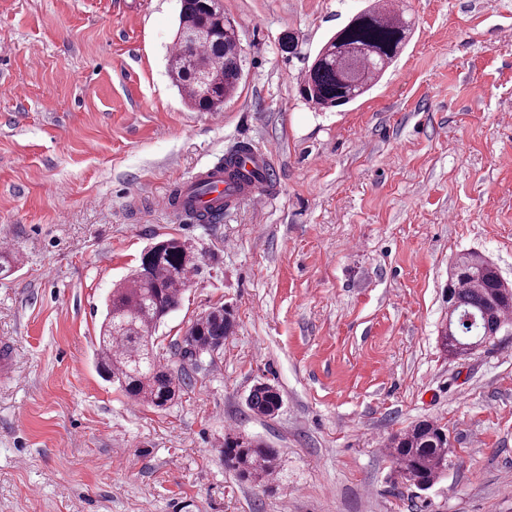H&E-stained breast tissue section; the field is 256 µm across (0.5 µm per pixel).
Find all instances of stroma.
<instances>
[{
  "label": "stroma",
  "mask_w": 512,
  "mask_h": 512,
  "mask_svg": "<svg viewBox=\"0 0 512 512\" xmlns=\"http://www.w3.org/2000/svg\"><path fill=\"white\" fill-rule=\"evenodd\" d=\"M368 4L224 0L242 77L217 116L168 72L180 0H0V512H512V335L462 358L439 340L458 254L512 283V0H404L397 61L319 109L301 76ZM245 146L274 173L262 207H154ZM171 237L202 260L153 337L187 377L156 409L96 351L114 284ZM218 306L234 332L187 372L177 346ZM260 382L274 417L246 405ZM422 419L454 449L427 490L386 449ZM235 432L275 449L264 486L226 464ZM246 405L253 413L271 417L281 408L282 396L273 385L258 383L250 390Z\"/></svg>",
  "instance_id": "stroma-1"
}]
</instances>
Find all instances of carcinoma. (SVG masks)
I'll return each mask as SVG.
<instances>
[{
	"mask_svg": "<svg viewBox=\"0 0 512 512\" xmlns=\"http://www.w3.org/2000/svg\"><path fill=\"white\" fill-rule=\"evenodd\" d=\"M411 23L402 13L372 6L352 17L323 44L305 71L299 93L320 109L349 104L369 91L403 50ZM176 51L168 72L188 104L203 112L218 110L241 79V42L230 32L213 0H181ZM228 189L242 184L259 188L265 178L241 171L237 159H225ZM200 257L175 237L156 243L140 265L115 284L106 302L97 352L102 369L135 400L163 409L177 400L185 382L157 360L150 345L161 321L181 302L189 275ZM512 286L484 256H459L448 275V326L441 344L448 355L462 357L512 326ZM233 329L231 313L214 308L187 329L179 348L194 370L214 362ZM248 409L273 416L282 405L277 388L258 383ZM224 460L248 482L261 484L276 469V452L263 441L243 435L224 438ZM390 455L404 480L430 488L448 469L453 450L448 434L431 420H421L392 438Z\"/></svg>",
	"mask_w": 512,
	"mask_h": 512,
	"instance_id": "1",
	"label": "carcinoma"
}]
</instances>
